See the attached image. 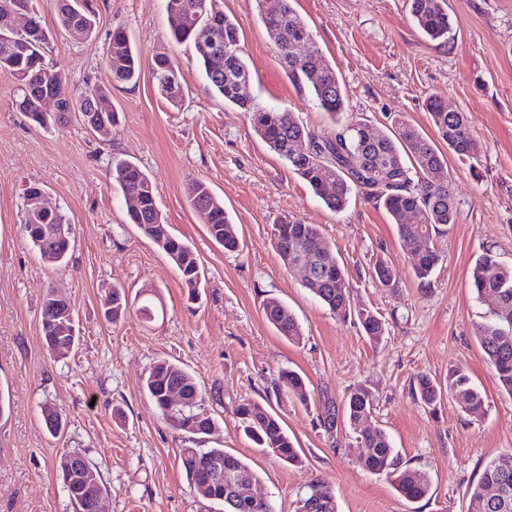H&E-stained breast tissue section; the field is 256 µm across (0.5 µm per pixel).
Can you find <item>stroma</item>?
Wrapping results in <instances>:
<instances>
[{
    "instance_id": "stroma-1",
    "label": "stroma",
    "mask_w": 512,
    "mask_h": 512,
    "mask_svg": "<svg viewBox=\"0 0 512 512\" xmlns=\"http://www.w3.org/2000/svg\"><path fill=\"white\" fill-rule=\"evenodd\" d=\"M89 2L98 26L80 41L57 32L54 0L36 6L53 33L45 61L74 88L108 82V38L117 28L128 35L143 69L136 84L112 90L118 124L111 135L91 134L75 116L62 126L32 125L13 106L15 80L0 71V393L9 401L0 418V512H73L56 469L73 450L96 466L109 512H224L190 490L178 462L181 434L145 394L144 375L162 357L206 391L218 430L205 446L255 469L253 491L275 512H295L320 480L331 485L339 512H467V493L484 465L512 454V396L481 349L478 329L488 316L469 282L484 250L512 265V0H448L447 42L422 35L408 0H291L311 46L335 67L352 117L384 131L402 116L430 136L432 94L467 115L477 148L470 158L447 155L457 219L437 240L442 261L427 285L414 277L412 254L383 208L356 194L344 211H330L254 134L247 114L224 104L192 45L170 39L165 0ZM219 4L241 25L255 101L293 112L311 130L329 129L328 115L288 79L259 20V8L278 7V0ZM160 53L181 67L182 107L156 88L149 65ZM120 158L150 177L172 232L199 254L205 281L198 301L188 300L172 264L129 223L112 180ZM200 180L223 198L237 251L215 243L191 208L187 190ZM32 183L71 220L68 266L44 262L22 230L23 192ZM285 215L321 227L345 267L353 306L384 322L380 340L355 321L336 319L303 288L302 271L283 264L270 229ZM380 260L396 272L394 287L372 279ZM115 286L132 295L156 289L164 317L107 322L102 299ZM50 289L67 296L78 318L79 347L65 355L51 353L42 338ZM269 298L295 315L300 341L266 321ZM456 364L486 399L482 419H469L450 398L429 411L412 394L417 376L443 383ZM288 370L304 378L307 400L276 395L273 381ZM357 383L372 392L371 421L389 435L403 466L428 476L427 498L405 500L385 477L364 471L360 435L345 419L330 432L321 426L324 402L342 405ZM246 400L281 418L300 463L253 448L234 416ZM46 402L65 418L59 436L44 424Z\"/></svg>"
}]
</instances>
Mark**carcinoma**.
<instances>
[{
	"mask_svg": "<svg viewBox=\"0 0 512 512\" xmlns=\"http://www.w3.org/2000/svg\"><path fill=\"white\" fill-rule=\"evenodd\" d=\"M55 2L57 26L62 33L74 40L92 36L96 16L88 0ZM21 3L29 15L25 27L0 29V71L12 75L20 85L16 110L41 128L52 122L63 125L76 112L93 132L112 134L116 113L99 107V101L109 98V87L88 83L80 90L70 88L62 72L45 63L44 49L50 33L42 25L32 0H0V14ZM409 5L412 21L424 36L432 41L450 39L448 0H409ZM166 12L172 38L193 45L210 86L224 104L248 114L254 133L329 210H345L355 191L383 207L396 224L398 237L411 246L415 278L430 284L442 260L434 238L454 224L457 215L446 157L434 142L403 119L396 120L389 132L377 135L366 123L346 119L347 102L336 69L317 49L306 54L297 52L300 44L310 40V34L290 0H281L277 16L270 17L264 11L260 17L288 78L307 88L317 106L329 116L330 130L321 134L306 129L288 110L263 107L246 93L250 74L240 55V25L217 9L216 0H166ZM106 63L113 86L134 84L140 78V63L121 29L109 35ZM150 69L160 94L172 106L181 105L177 62L167 55H157ZM46 97L56 99L55 111L43 110ZM426 109L448 150L471 156L475 141L465 113L448 111V105L436 96L428 98ZM112 179L122 192L129 222L175 267L189 298H198L204 278L199 255L165 224L150 178L137 165L118 160L112 167ZM40 190L34 183L24 191V231L34 249L54 250L59 253V262L66 264L72 248L71 222L58 210L49 213L37 206ZM187 196L191 207L203 217L208 235L225 250H237L238 235L224 211L223 200L204 181L191 185ZM271 235L284 262L293 261L290 250L295 241L308 242L314 252L310 262L313 274L304 279L303 286L337 318L357 319L369 338L377 340L384 335L385 324L378 316L366 309L352 308L345 270L330 253L318 225L284 215L272 225ZM470 286L491 316L479 330L480 346L499 386L512 395V266L502 264L496 253L487 249L471 269ZM54 303L52 292H47L42 311L50 312V322H41L45 337L57 319ZM131 306L126 291L114 287L105 295L104 316L115 322ZM263 313L279 334L292 341L300 339L299 324L285 303L270 298L263 303ZM175 386L184 392L186 403L170 412L165 396ZM275 386L306 399L305 382L293 371L281 372ZM144 390L163 419L186 434L179 459L191 490L206 500L224 504V512H275L267 500L227 503L224 481L207 474L208 462L218 458L224 463V472L258 479L257 472L241 457L222 448L197 446V440L214 432L218 422L207 408L201 386L189 372L169 360H158L148 369ZM446 393L467 416L475 420L485 416V400L463 367L454 365L448 369L445 387L427 374L416 378L413 394L428 409L437 410ZM372 407V393L356 385L343 402V415L354 426L370 418ZM234 414L244 435L256 447L284 462H298L297 448L276 415L252 401L239 403ZM361 440L367 448L360 459L364 470L391 479L399 494L408 500L418 501L429 495L430 483L425 474L400 467L398 452L384 430L372 429L361 435ZM507 458L512 460V455L486 463L477 483L470 488L468 512H512V469L506 472L500 466ZM66 494L73 512H94L95 497L107 495V488L101 482L93 487L71 485ZM310 500L315 502V512H338L335 494L326 483L312 485L300 498L302 503Z\"/></svg>",
	"mask_w": 512,
	"mask_h": 512,
	"instance_id": "1",
	"label": "carcinoma"
}]
</instances>
